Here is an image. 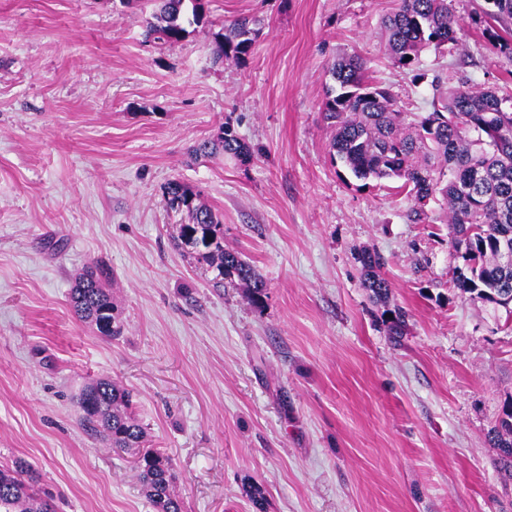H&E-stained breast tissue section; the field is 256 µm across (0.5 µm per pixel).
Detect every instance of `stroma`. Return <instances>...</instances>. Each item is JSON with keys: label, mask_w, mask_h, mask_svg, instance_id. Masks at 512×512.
Masks as SVG:
<instances>
[{"label": "stroma", "mask_w": 512, "mask_h": 512, "mask_svg": "<svg viewBox=\"0 0 512 512\" xmlns=\"http://www.w3.org/2000/svg\"><path fill=\"white\" fill-rule=\"evenodd\" d=\"M203 3L205 24L164 43L120 0H0V465L28 461L56 512H155L131 455L80 424L79 391L108 377L171 457L184 512H256L252 484L266 512H512L488 440L512 396V322L455 288L440 204L411 223L398 181L356 180L329 152L338 56L359 55L403 111L432 109L430 79L381 44L397 0ZM484 6L453 0L460 42L423 66L512 93ZM243 16L251 54L215 63V33ZM228 127L249 163L193 155ZM173 180L258 272L261 306L175 246ZM364 251L386 300L363 286ZM96 262L111 339L69 304ZM359 262L361 263L364 287L369 288L377 299H386L390 285L380 273L383 265L380 257L370 252H364L359 257Z\"/></svg>", "instance_id": "35a3bbf8"}]
</instances>
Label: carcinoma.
<instances>
[{
  "instance_id": "obj_1",
  "label": "carcinoma",
  "mask_w": 512,
  "mask_h": 512,
  "mask_svg": "<svg viewBox=\"0 0 512 512\" xmlns=\"http://www.w3.org/2000/svg\"><path fill=\"white\" fill-rule=\"evenodd\" d=\"M156 21L146 22L145 37L165 42L183 38L188 25L204 19L202 0H156ZM491 20L485 36L512 63V0H485ZM499 26H494V23ZM255 20L234 21L229 33H216L219 49L214 62H238L251 51ZM385 49L392 64L403 71L420 70L421 53L456 41L460 19L448 0H399L383 22ZM322 115L331 129L330 154L357 180L398 179L414 200L408 220L428 221L427 205L441 201L451 229V248L464 261L455 268L454 286L470 298L498 304L512 294V264L501 261L504 247L512 250V96L459 80L441 91V77L432 111L425 116L401 111L389 90L368 75L363 60L345 54L334 61ZM224 152L245 164L253 152L230 128L215 142H204L194 153ZM170 207L184 209L176 245L191 247L218 272L239 281L253 305L259 306L265 284L237 253L224 249L223 225L187 186L173 181L166 187ZM363 285L378 299L388 297L390 285L381 275L379 256L359 257ZM110 273L100 264L86 267L74 279L70 302L77 318L103 337L120 334V324L106 288ZM78 407L83 425L108 440L112 448L137 455V478L156 512H183L174 490L172 459L158 448H145L146 433L133 411L130 393L109 378L85 386ZM490 443L497 448L494 465L512 478V415L498 419ZM0 512H55L53 497L23 460L0 466Z\"/></svg>"
}]
</instances>
